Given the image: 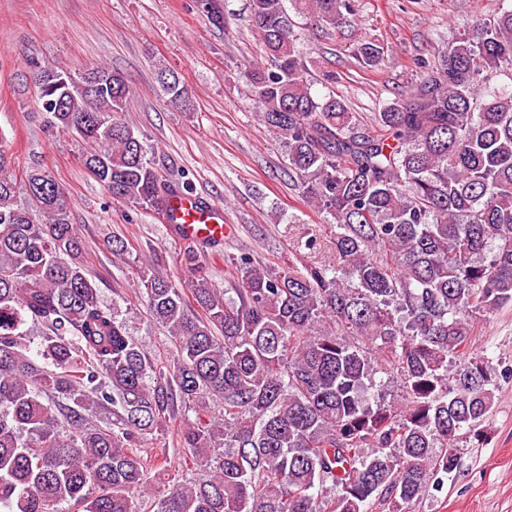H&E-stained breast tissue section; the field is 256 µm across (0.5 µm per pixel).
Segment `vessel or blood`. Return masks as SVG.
Here are the masks:
<instances>
[{"instance_id":"b4317fda","label":"vessel or blood","mask_w":512,"mask_h":512,"mask_svg":"<svg viewBox=\"0 0 512 512\" xmlns=\"http://www.w3.org/2000/svg\"><path fill=\"white\" fill-rule=\"evenodd\" d=\"M167 221L178 238L191 243L220 241L228 231L222 206L205 203L190 194H178L170 199Z\"/></svg>"}]
</instances>
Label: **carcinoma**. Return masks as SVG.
Returning a JSON list of instances; mask_svg holds the SVG:
<instances>
[{"label":"carcinoma","instance_id":"1","mask_svg":"<svg viewBox=\"0 0 512 512\" xmlns=\"http://www.w3.org/2000/svg\"><path fill=\"white\" fill-rule=\"evenodd\" d=\"M291 2L329 33L356 0ZM250 13L263 61L245 83L302 195L335 225L336 262L281 273L243 253L224 289L141 265L138 293L176 345L157 371L88 276L64 190L31 170V203L18 202L0 144V512H368L376 497L408 512L457 469L459 436L482 444L497 374L464 349L469 315L512 305V9L463 30L371 131L335 92L312 91L285 0H250ZM383 54L375 40L355 51L367 66ZM156 79L167 105L192 110L177 74ZM36 82L46 127L94 145L83 163L113 200L162 216L189 190L126 122L121 73ZM378 374L403 403L370 401ZM180 408L195 414L183 458L210 478L143 498V438ZM102 411L112 420L94 423Z\"/></svg>","mask_w":512,"mask_h":512}]
</instances>
